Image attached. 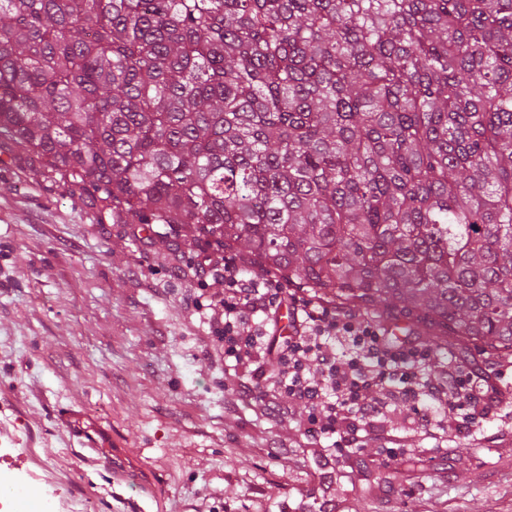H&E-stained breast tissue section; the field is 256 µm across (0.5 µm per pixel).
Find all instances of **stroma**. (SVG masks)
Wrapping results in <instances>:
<instances>
[{
	"mask_svg": "<svg viewBox=\"0 0 512 512\" xmlns=\"http://www.w3.org/2000/svg\"><path fill=\"white\" fill-rule=\"evenodd\" d=\"M204 244L120 224L86 194L0 143V479L68 512H313L318 446L291 422L235 407L232 378L203 346L197 295L224 280ZM483 372L512 363L471 344L436 351ZM80 414L134 463L113 484L60 420ZM397 470L376 444L337 459L330 498L347 512H512V407L474 438L410 437Z\"/></svg>",
	"mask_w": 512,
	"mask_h": 512,
	"instance_id": "1",
	"label": "stroma"
}]
</instances>
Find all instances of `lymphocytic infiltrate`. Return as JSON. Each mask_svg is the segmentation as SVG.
<instances>
[{"label": "lymphocytic infiltrate", "mask_w": 512, "mask_h": 512, "mask_svg": "<svg viewBox=\"0 0 512 512\" xmlns=\"http://www.w3.org/2000/svg\"><path fill=\"white\" fill-rule=\"evenodd\" d=\"M224 296L210 301L207 317L214 354L248 367L234 383L235 403L263 414L285 416L279 395L308 410L307 436L339 438L338 455L362 453L363 437L379 443L378 462L388 467L406 454L409 435L443 428L447 412H460L455 436L479 427L501 409L505 397L497 376L443 362V380L428 376L430 346L396 343L378 324L225 250ZM291 304L293 328L282 333L277 309ZM420 402L407 427L391 417Z\"/></svg>", "instance_id": "obj_1"}]
</instances>
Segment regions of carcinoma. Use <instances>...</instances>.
Segmentation results:
<instances>
[{
	"label": "carcinoma",
	"instance_id": "cac0c4a2",
	"mask_svg": "<svg viewBox=\"0 0 512 512\" xmlns=\"http://www.w3.org/2000/svg\"><path fill=\"white\" fill-rule=\"evenodd\" d=\"M0 140L124 224L512 355V0H0Z\"/></svg>",
	"mask_w": 512,
	"mask_h": 512
}]
</instances>
